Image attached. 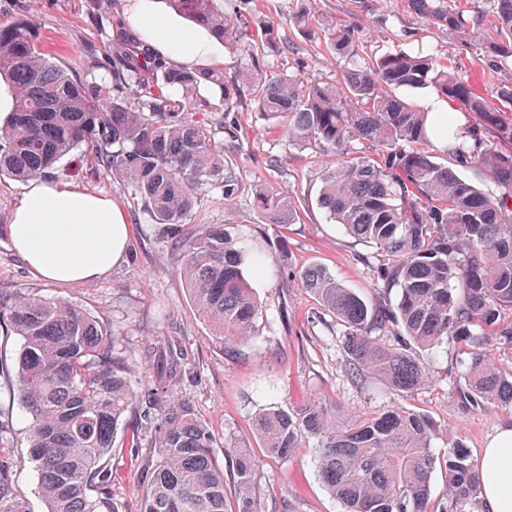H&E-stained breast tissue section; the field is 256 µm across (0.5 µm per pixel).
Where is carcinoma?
Masks as SVG:
<instances>
[{
    "label": "carcinoma",
    "instance_id": "obj_1",
    "mask_svg": "<svg viewBox=\"0 0 512 512\" xmlns=\"http://www.w3.org/2000/svg\"><path fill=\"white\" fill-rule=\"evenodd\" d=\"M435 27L473 38L476 19L448 0H408ZM495 35L481 41L496 64L512 63V0H491ZM188 20L207 26L244 52L233 78L210 67H180L156 53L115 11L104 60L112 97L76 69L46 60L40 40L21 18L0 16V75L18 90L15 111L0 126V179L26 181L51 173L61 160L88 154L107 174L130 185L162 231L186 223L202 190L224 184V204L242 192L237 163L206 119L202 91L216 88L227 113L250 103L286 127L288 139L331 158L316 198L320 209L374 250L375 296L366 299L318 265L305 268L302 287L343 327L352 378L381 380L399 395L430 381L423 352L451 339L465 357L455 396L461 407H512V368L487 356L498 340L512 343V113L487 109L462 79L431 55L389 51L358 61V31L320 22L303 8L291 23L319 29L326 45L352 63L335 82L300 81L264 73L256 61L258 34L251 14L216 0H169ZM431 86L482 117L461 140L451 120L431 113L410 93ZM456 165L477 169L493 185L481 189L436 160L433 138ZM375 148L361 155L357 144ZM265 224H292L291 193L251 187ZM182 274L193 312L221 350L238 352L253 335L260 305L245 269L265 272L219 226L182 239ZM0 326L22 340L17 392L29 416L30 458L48 512H116L108 498L112 471L104 459L126 414L139 401L135 373L114 347L112 330L78 306L37 292L0 294ZM157 377L149 407L133 429L141 460V512H262L254 494L256 464L241 450L232 463L234 501L224 467L193 402L174 393L185 354L172 338L151 350ZM267 456L284 458L314 439L319 474L346 512H482L481 477L461 440L443 456L433 452L437 425L401 407L346 422L318 399L253 418ZM8 424L0 420V512H30L15 486L16 461ZM443 460L444 492L432 494V473Z\"/></svg>",
    "mask_w": 512,
    "mask_h": 512
}]
</instances>
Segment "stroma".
<instances>
[{
  "label": "stroma",
  "mask_w": 512,
  "mask_h": 512,
  "mask_svg": "<svg viewBox=\"0 0 512 512\" xmlns=\"http://www.w3.org/2000/svg\"><path fill=\"white\" fill-rule=\"evenodd\" d=\"M83 4L84 0H0V14L22 16L38 34L47 60L84 62L102 53L112 29L91 26ZM314 7L317 16L359 24L361 55L393 50L434 54L462 78L473 96L512 113V103L498 100L495 94L497 86L512 84V67L494 65L456 33L431 26L407 0H314ZM250 8L262 19L279 24L278 49L265 53V70L304 81H328L347 69V61L323 40L290 24L297 0H252ZM206 96L213 107L209 118L214 126L232 127L224 137V149L236 160L244 186L267 183L297 196L301 206L296 223H262L251 194L228 205L223 186L215 184L207 187L196 215L163 233L131 186L100 172L93 157L69 158L57 164L53 179L105 196L122 208L131 227L124 260L110 273L74 285L52 284L34 276L6 234L25 185L2 179L0 292L37 291L68 300L111 326L117 349L132 357L144 343L179 336L189 361L176 391L193 401L222 461H231L236 448L250 449L256 460L255 495L264 512H343L322 483L314 444L282 459L268 457L259 448L251 434L252 418L270 406L288 409L315 398L330 404L340 418L401 406L427 415L440 428L435 455H442L449 437L457 436L470 458L478 459L498 429L512 424V408L489 404L466 410L454 401L459 346L453 342L430 355L431 381L411 396L394 395L374 378L362 384L351 379L341 345L342 327L321 314L315 297L299 279L304 268L320 265L362 296H372L374 291L373 273L361 261L366 247L316 204L322 156L290 144L283 127L264 120L254 108L227 114L219 91H207ZM204 224L224 226L247 251L261 253L265 260L264 276L252 282L262 316L251 341L235 355L215 345L185 296L177 243ZM21 344L19 336L0 329V419L10 426L17 457L15 485L31 512H45L38 474L28 458L29 417L16 391ZM130 438V430L118 429L106 459L112 470V500L120 512H140V459L128 446Z\"/></svg>",
  "instance_id": "stroma-1"
}]
</instances>
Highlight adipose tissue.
I'll list each match as a JSON object with an SVG mask.
<instances>
[{
	"mask_svg": "<svg viewBox=\"0 0 512 512\" xmlns=\"http://www.w3.org/2000/svg\"><path fill=\"white\" fill-rule=\"evenodd\" d=\"M127 21L172 62L224 58L223 46L210 32L171 11L166 0H130ZM7 233L34 275L71 284L118 265L127 252L130 226L111 199L42 176L29 181ZM478 468L486 512H512V425L488 441Z\"/></svg>",
	"mask_w": 512,
	"mask_h": 512,
	"instance_id": "ef3b65f1",
	"label": "adipose tissue"
}]
</instances>
